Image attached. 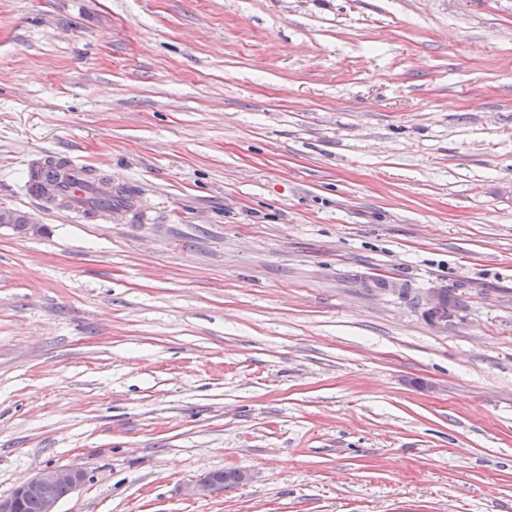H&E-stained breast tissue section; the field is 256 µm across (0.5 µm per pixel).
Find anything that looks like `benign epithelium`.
<instances>
[{
    "label": "benign epithelium",
    "instance_id": "obj_1",
    "mask_svg": "<svg viewBox=\"0 0 512 512\" xmlns=\"http://www.w3.org/2000/svg\"><path fill=\"white\" fill-rule=\"evenodd\" d=\"M422 312L428 316L442 308V293L439 290L428 292L420 303ZM86 474L83 470L67 466L47 467L15 486L7 497H0V512H19L20 505L29 499L40 502L42 512H57L61 501L57 491L65 487L68 493H73L85 482ZM222 484V475L215 474L206 481H194L185 488L186 495L190 497H206L216 487Z\"/></svg>",
    "mask_w": 512,
    "mask_h": 512
}]
</instances>
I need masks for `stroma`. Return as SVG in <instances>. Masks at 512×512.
Wrapping results in <instances>:
<instances>
[{"label":"stroma","instance_id":"stroma-1","mask_svg":"<svg viewBox=\"0 0 512 512\" xmlns=\"http://www.w3.org/2000/svg\"><path fill=\"white\" fill-rule=\"evenodd\" d=\"M46 156L140 214L36 202ZM1 208L0 495L512 512V0H0ZM85 479V472L78 468L47 467L21 481L8 497H0V512H19L20 505L26 500L21 512H41V508L42 512H57V506L61 498L67 496V490L68 494L75 492Z\"/></svg>","mask_w":512,"mask_h":512}]
</instances>
